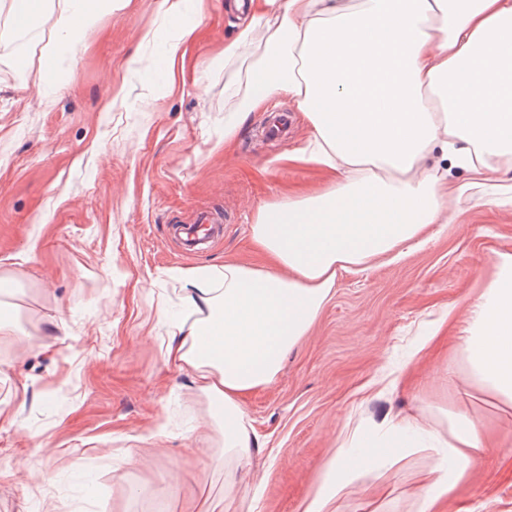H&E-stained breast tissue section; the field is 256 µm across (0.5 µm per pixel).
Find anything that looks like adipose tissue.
Segmentation results:
<instances>
[{
    "mask_svg": "<svg viewBox=\"0 0 512 512\" xmlns=\"http://www.w3.org/2000/svg\"><path fill=\"white\" fill-rule=\"evenodd\" d=\"M123 2L0 0L9 17L0 47L51 15L76 52L96 16ZM248 12L222 50L225 63L248 65L243 88L225 91V144L250 112L285 99L312 127L295 160L340 177L319 195L258 209L252 238L273 268L228 261L180 273L183 314L163 357L209 406L226 512L241 494L238 471L260 448L242 398L277 380L340 272L368 268L447 223L450 167L477 178L494 162L512 169V0H249ZM496 267L470 303L458 351L470 380L512 406V254ZM398 436L424 459L417 512H434L488 448L483 427L464 413L443 428L403 423ZM354 458L340 440L307 512L342 497Z\"/></svg>",
    "mask_w": 512,
    "mask_h": 512,
    "instance_id": "adipose-tissue-1",
    "label": "adipose tissue"
}]
</instances>
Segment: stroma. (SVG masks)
Returning a JSON list of instances; mask_svg holds the SVG:
<instances>
[{"label": "stroma", "mask_w": 512, "mask_h": 512, "mask_svg": "<svg viewBox=\"0 0 512 512\" xmlns=\"http://www.w3.org/2000/svg\"><path fill=\"white\" fill-rule=\"evenodd\" d=\"M231 0L178 17L160 0L99 14L80 57L60 54L59 91L40 80L59 38L51 19L0 49V318L27 333L0 339V512H185L199 485L221 480L192 428L208 418L189 377L162 356V308L178 309V274L235 261L270 266L250 226L263 204L328 189L337 171L291 161L311 135L257 140L267 109L224 144V84L236 71L215 50L239 24ZM180 43L173 71H155ZM451 223L395 257L341 274L330 302L287 355L277 381L245 396L262 444L241 477L250 512H304L338 439L360 426L363 449L334 512H416L422 459L397 447L395 422L476 400L456 351L471 296L512 253V203L486 205L454 170ZM231 215L224 240L182 256L172 224ZM150 449L136 464L125 461ZM42 473V480L30 477ZM456 512H512V447L494 448L454 492Z\"/></svg>", "instance_id": "obj_1"}]
</instances>
